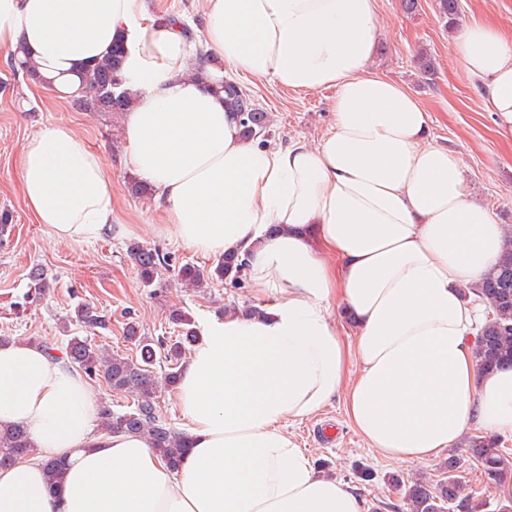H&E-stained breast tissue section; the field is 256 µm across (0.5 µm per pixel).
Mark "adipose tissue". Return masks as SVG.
Instances as JSON below:
<instances>
[{
	"instance_id": "adipose-tissue-1",
	"label": "adipose tissue",
	"mask_w": 512,
	"mask_h": 512,
	"mask_svg": "<svg viewBox=\"0 0 512 512\" xmlns=\"http://www.w3.org/2000/svg\"><path fill=\"white\" fill-rule=\"evenodd\" d=\"M143 2L0 0V48L24 46L59 89L123 38L136 95L129 168L155 189L180 243L247 254L271 299L263 316L205 322L174 387L191 441L175 471L144 438L96 431L80 372L26 342L0 347V424L23 425L34 446L0 469V512H366L287 429L339 393L389 460L432 461L473 423L512 436V370L478 372V308L463 294L497 264L506 230L470 197L461 156L425 142L424 105L372 71L376 0H208L200 41L213 78L336 90L324 139L278 147L240 138L223 99L189 75L179 28ZM451 46L512 141V38L475 20ZM21 187L56 240L114 229L111 171L66 126L26 142ZM335 308L355 321L351 341L331 322ZM50 457L64 464L54 485Z\"/></svg>"
}]
</instances>
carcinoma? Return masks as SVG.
Returning <instances> with one entry per match:
<instances>
[{"label": "carcinoma", "mask_w": 512, "mask_h": 512, "mask_svg": "<svg viewBox=\"0 0 512 512\" xmlns=\"http://www.w3.org/2000/svg\"><path fill=\"white\" fill-rule=\"evenodd\" d=\"M439 17L448 27L454 26L459 17L458 0H436ZM124 47L117 42L112 54L99 61L92 69L79 76L80 93L73 97V103L85 112H126L130 109L132 97L124 88L122 73ZM11 67L22 71L33 80L40 79L33 63L11 54ZM194 75L217 93L224 94L227 109L236 113L240 133L245 139H264L269 135L271 119L269 113L257 108L249 95L232 79L209 82L205 62L194 68ZM126 256L144 286L154 284L159 271L168 265L170 255L156 248L145 247L137 242L127 246ZM248 266L247 257L237 253L221 256L216 265L201 270L185 264L179 270L180 280L185 284L201 287L214 278L234 287ZM28 295L39 298L47 293L49 285L43 273L35 269L29 274ZM464 293L477 296L487 306L485 321L480 325L477 336V356L482 370L512 368V239L499 261L477 284H471ZM76 321L98 328L104 319L87 306L78 308ZM170 322L178 326L176 339L166 342L154 340L140 334L135 323L127 327V339L134 344L136 355L122 356L91 345L84 339L73 337L65 349L43 345L51 360L62 363L66 368L78 369L91 380L106 383L113 392H122L133 399V408L124 413H115L107 401L99 403V426L108 432L142 435L151 448L158 452L170 468L177 469L189 447V437L175 430L167 423L157 402L161 384L176 383L180 366L178 362L186 351L198 341L195 324L184 313L174 310ZM168 363L169 371L159 377L155 366L160 359ZM470 458L477 462L484 477L494 484L512 479V462L499 448V441L491 437H473L468 441ZM32 450L27 432L18 425L5 424L0 427V466L11 464ZM464 462L450 455L441 464L446 478L433 484L423 479L404 481L398 474L388 475V480L405 487L404 506L406 512H483L486 502L463 493L460 478Z\"/></svg>", "instance_id": "carcinoma-1"}]
</instances>
